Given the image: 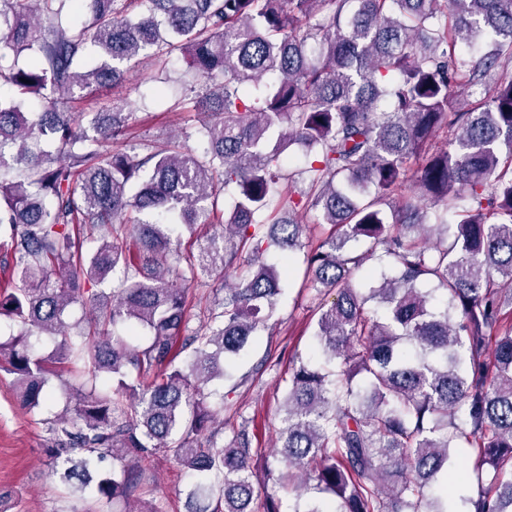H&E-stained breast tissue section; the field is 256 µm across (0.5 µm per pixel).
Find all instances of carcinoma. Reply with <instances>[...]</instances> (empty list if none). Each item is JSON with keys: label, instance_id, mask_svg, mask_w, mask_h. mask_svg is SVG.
Wrapping results in <instances>:
<instances>
[{"label": "carcinoma", "instance_id": "obj_1", "mask_svg": "<svg viewBox=\"0 0 512 512\" xmlns=\"http://www.w3.org/2000/svg\"><path fill=\"white\" fill-rule=\"evenodd\" d=\"M176 52L193 119L167 142H122L117 104L77 111ZM9 54L26 64H0V318L18 326L0 370L35 408L50 364L70 368L45 448L68 493L161 512L141 494L164 453L194 479L187 512H255V419L234 411L224 440L205 387L275 333L273 245L305 250L322 362L290 360L283 467L264 484L304 500L293 512H453L470 448L467 512H512V0H0ZM294 145L308 161L291 171ZM311 212L324 233L308 248ZM373 258L377 278L355 283ZM216 271L193 330L187 290ZM86 279L102 289L84 295ZM76 305L89 315L72 322Z\"/></svg>", "mask_w": 512, "mask_h": 512}]
</instances>
